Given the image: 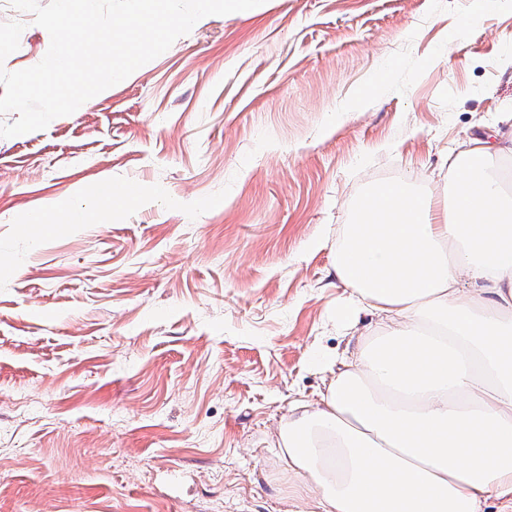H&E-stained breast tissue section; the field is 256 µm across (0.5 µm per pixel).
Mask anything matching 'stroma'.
I'll list each match as a JSON object with an SVG mask.
<instances>
[{
  "instance_id": "35a3bbf8",
  "label": "stroma",
  "mask_w": 512,
  "mask_h": 512,
  "mask_svg": "<svg viewBox=\"0 0 512 512\" xmlns=\"http://www.w3.org/2000/svg\"><path fill=\"white\" fill-rule=\"evenodd\" d=\"M23 24L5 69L50 37ZM512 0H265L0 138V512H290L268 433L342 356L336 241L378 183L446 198L511 127ZM33 243L26 213L92 206Z\"/></svg>"
}]
</instances>
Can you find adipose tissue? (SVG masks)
I'll list each match as a JSON object with an SVG mask.
<instances>
[{
    "label": "adipose tissue",
    "mask_w": 512,
    "mask_h": 512,
    "mask_svg": "<svg viewBox=\"0 0 512 512\" xmlns=\"http://www.w3.org/2000/svg\"><path fill=\"white\" fill-rule=\"evenodd\" d=\"M502 144L474 138L448 155V200L407 183L361 199L336 244L351 294L337 322L362 314L376 336L323 369L315 403L275 430L304 512H512V191Z\"/></svg>",
    "instance_id": "obj_1"
}]
</instances>
